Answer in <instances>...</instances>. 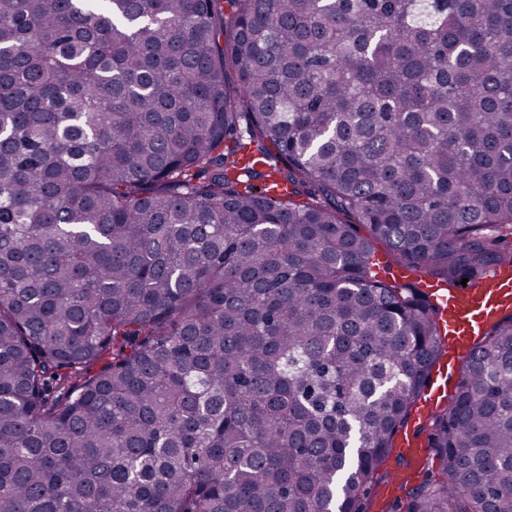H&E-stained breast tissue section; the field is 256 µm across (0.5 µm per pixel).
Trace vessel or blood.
Segmentation results:
<instances>
[{"label": "vessel or blood", "instance_id": "1", "mask_svg": "<svg viewBox=\"0 0 512 512\" xmlns=\"http://www.w3.org/2000/svg\"><path fill=\"white\" fill-rule=\"evenodd\" d=\"M429 291L444 311L442 333L450 350L437 364L426 391L422 414L441 405L448 396V377L456 373L474 340L484 335L500 317L512 310V267L491 269L484 279L449 289L433 282Z\"/></svg>", "mask_w": 512, "mask_h": 512}]
</instances>
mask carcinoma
<instances>
[{
    "instance_id": "1",
    "label": "carcinoma",
    "mask_w": 512,
    "mask_h": 512,
    "mask_svg": "<svg viewBox=\"0 0 512 512\" xmlns=\"http://www.w3.org/2000/svg\"><path fill=\"white\" fill-rule=\"evenodd\" d=\"M505 228L512 0H0V512H368ZM426 422L512 512V313Z\"/></svg>"
}]
</instances>
